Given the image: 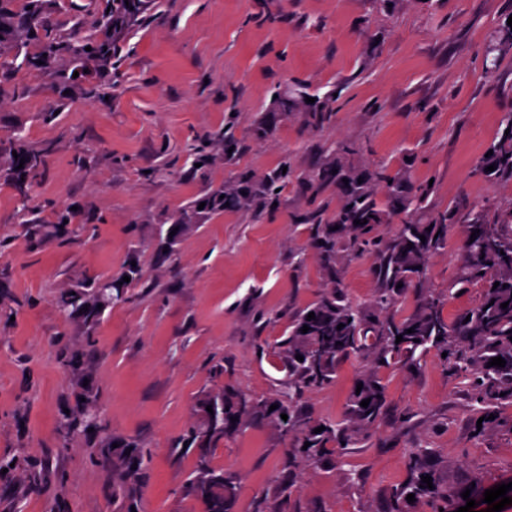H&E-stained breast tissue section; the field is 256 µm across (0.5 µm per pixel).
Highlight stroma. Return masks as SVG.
Here are the masks:
<instances>
[{"mask_svg": "<svg viewBox=\"0 0 512 512\" xmlns=\"http://www.w3.org/2000/svg\"><path fill=\"white\" fill-rule=\"evenodd\" d=\"M110 3L41 0L32 28L23 0L6 2L14 32L0 51V313L13 317L0 316V458L21 450L25 461L0 473V512H205L188 492L203 458L235 476V512L279 506L286 478L292 495L282 512H386L417 446L428 449L424 464L442 489L469 491L472 512H486L485 490L512 482V402L497 404L496 422L476 433L468 374H450L433 349L379 369L362 354L339 358L332 383L298 397L296 413L337 420L367 372L386 386L377 424L323 462L288 466L290 441L265 417L245 419L205 454L178 441L216 385L273 397L290 321L334 286L302 222L314 198L301 176L326 145L351 142L356 164L432 180V207L462 198L491 213L512 207L511 179L473 173L512 109V54L486 51L512 0H139L112 35L117 68L65 54L41 62L40 30L88 36ZM298 84L340 94L341 111L311 125L291 94ZM228 136L237 144L230 158ZM204 137L205 183L192 152ZM21 139L46 152L41 174L22 182L13 170ZM285 157L297 176L276 205L198 209L208 188L243 173L262 184ZM24 208L46 224L71 210L82 231L70 242L30 239ZM174 224L182 230L171 262L161 242ZM462 239V224L449 226L428 268L452 321L482 294L477 285L448 290ZM132 262L141 277L128 302L103 312L90 370L77 381L58 357L82 347L86 332L80 317L61 319L57 297ZM373 266L368 255L345 261L347 298L370 301ZM85 386L107 430L62 448L58 420L79 408ZM107 437L113 447L97 454ZM129 440L151 453L130 496L114 468ZM33 471L43 472L41 483H29Z\"/></svg>", "mask_w": 512, "mask_h": 512, "instance_id": "1", "label": "stroma"}]
</instances>
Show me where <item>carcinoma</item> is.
Segmentation results:
<instances>
[{
	"mask_svg": "<svg viewBox=\"0 0 512 512\" xmlns=\"http://www.w3.org/2000/svg\"><path fill=\"white\" fill-rule=\"evenodd\" d=\"M131 13L125 0H112L111 10L98 22L96 36L75 43L46 31L38 44L39 54L47 61L63 52L75 58L89 56L103 68H111L113 55L109 36L127 23ZM494 49L502 54L512 51V27L504 24L499 28ZM337 101L331 94L315 97V102L307 105L311 122L319 126L330 121L339 111ZM502 123L509 133L501 134L490 144L493 154L480 157L474 167L475 174L512 179V111L504 114ZM355 151L354 144L338 142L328 160L304 176L316 196L328 188H336L340 204L329 222H323L322 211L318 209L306 215L303 223L311 225V246L319 255L321 269L337 283L348 255L375 254L373 300L365 305L353 302L338 286L300 310L278 353L288 375L279 398L267 401L244 391L222 389L205 394L196 405L199 421L181 438L187 446L215 448L230 437L245 418L261 416L273 418L285 428V435L291 437L293 458L312 463L323 461L335 449L358 441L362 431L374 425L387 406L386 387L373 371L360 380L363 387L359 394L352 395L341 419L314 421L294 414L293 402L302 390L332 382L337 358L350 354H370L380 368L391 362L412 359L421 348L447 353L445 360L451 368L469 373L475 400L482 406L484 426L492 424L488 420L491 406L503 399L512 400V207L493 216L477 201L461 200L443 210L428 208L426 202L434 192L429 182L414 183L391 175L385 166L355 167L349 163ZM17 155L18 159L25 160L23 168L19 169V175L24 178L37 175L44 166L43 154L22 141L18 143ZM492 164L495 170H487ZM294 176L292 165L285 158L262 187L241 177L207 193L202 201L207 207L218 209L224 207L220 196H232L240 201L249 200V205L260 211L275 201L278 191ZM394 217L399 219L395 231L389 236L383 235L381 226ZM459 217L464 219L465 225L455 284L464 288L480 283L484 296L467 315L451 322L444 315L441 297L428 289L427 264L430 255L445 244L448 225ZM356 220L363 224H354ZM473 233L476 239L472 241ZM125 276L130 281H123ZM139 278V267L129 264L123 275L115 279L84 281L60 293L57 302L60 314L68 317L77 314L83 320L86 350L95 346L93 332L101 312L85 310L88 306L85 289H101V303L107 308L114 307L126 300L125 289ZM412 286L421 292L409 315L379 316L393 308L398 298ZM505 302L508 306L504 309L501 304ZM311 312L315 318L309 321L307 315ZM305 325L309 327L306 333L302 332ZM398 335L402 336L399 343L396 342ZM298 355L304 360H297ZM498 356L506 361L505 366H489V361ZM59 363L66 370L88 367L85 350L78 349L63 351ZM366 399L369 405L364 408L360 403ZM213 400L218 402V409L211 414L206 407ZM273 404L278 408L272 411ZM283 414L288 419H282ZM321 426L325 430L314 432ZM90 428L104 430L99 417L84 407L63 415L59 422V431L66 440L79 437ZM125 447L130 449V454L121 458L116 469L120 482L130 488L135 485L137 471L133 467L142 456V450L134 441L127 442ZM424 455L425 450L421 448L410 450V479L391 490L388 512H401L400 505L409 494L418 501L441 502L443 507L435 512H448V491L440 490L436 483L429 488L422 482V476L430 473L421 465ZM189 486L195 498L204 504L205 512H233L238 486L232 475L211 468L203 460Z\"/></svg>",
	"mask_w": 512,
	"mask_h": 512,
	"instance_id": "carcinoma-1",
	"label": "carcinoma"
}]
</instances>
